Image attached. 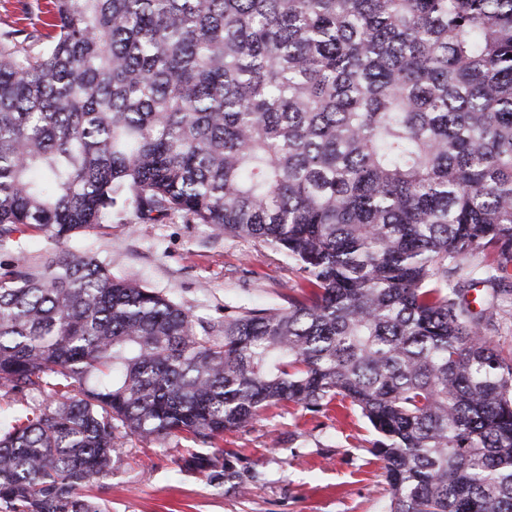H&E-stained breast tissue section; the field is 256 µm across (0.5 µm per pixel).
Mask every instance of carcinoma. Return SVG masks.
I'll use <instances>...</instances> for the list:
<instances>
[{
    "mask_svg": "<svg viewBox=\"0 0 512 512\" xmlns=\"http://www.w3.org/2000/svg\"><path fill=\"white\" fill-rule=\"evenodd\" d=\"M40 13L0 31V249L179 212L299 282L198 325L91 251L0 262V384L50 398L0 429L5 512H102L121 438L218 453L277 404L359 413L388 512H512V0Z\"/></svg>",
    "mask_w": 512,
    "mask_h": 512,
    "instance_id": "obj_1",
    "label": "carcinoma"
}]
</instances>
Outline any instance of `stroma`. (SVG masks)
<instances>
[{"label": "stroma", "mask_w": 512, "mask_h": 512, "mask_svg": "<svg viewBox=\"0 0 512 512\" xmlns=\"http://www.w3.org/2000/svg\"><path fill=\"white\" fill-rule=\"evenodd\" d=\"M71 247L96 252L115 275L165 292L198 323L224 319L225 305L283 303L299 280L287 261L257 243L219 237L175 213L157 224L132 211L76 236ZM372 434L359 415L299 416L282 406L226 433L216 466L187 467L202 445L180 436L131 437L88 496L110 512H385L390 487L366 450Z\"/></svg>", "instance_id": "obj_1"}]
</instances>
